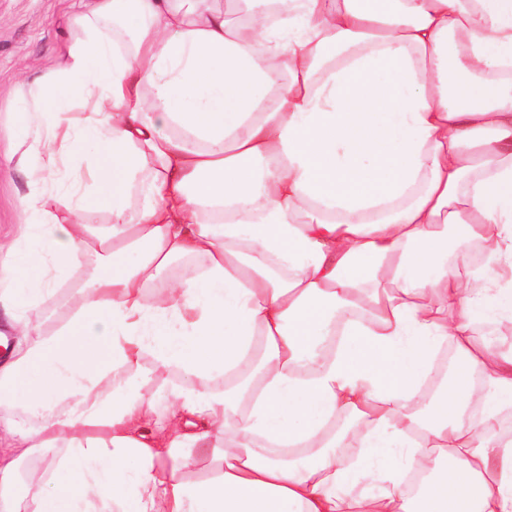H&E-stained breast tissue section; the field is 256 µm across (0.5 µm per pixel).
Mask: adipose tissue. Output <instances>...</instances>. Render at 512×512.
Here are the masks:
<instances>
[{"mask_svg": "<svg viewBox=\"0 0 512 512\" xmlns=\"http://www.w3.org/2000/svg\"><path fill=\"white\" fill-rule=\"evenodd\" d=\"M266 2L92 0L19 100L0 512H512V355L471 338L512 319V0ZM63 157L86 173L46 193ZM148 357L188 384L142 398ZM37 448L63 454L16 496ZM79 271L73 270L67 277L60 280L57 287L58 292L45 301L43 305L44 312L52 313L51 311L57 310L77 291L78 288L71 287L75 284Z\"/></svg>", "mask_w": 512, "mask_h": 512, "instance_id": "adipose-tissue-1", "label": "adipose tissue"}]
</instances>
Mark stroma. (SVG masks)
I'll list each match as a JSON object with an SVG mask.
<instances>
[{
	"mask_svg": "<svg viewBox=\"0 0 512 512\" xmlns=\"http://www.w3.org/2000/svg\"><path fill=\"white\" fill-rule=\"evenodd\" d=\"M84 0H0V240L17 238L24 221L25 177L7 157L18 136L13 101L23 80L48 74L70 41L69 17Z\"/></svg>",
	"mask_w": 512,
	"mask_h": 512,
	"instance_id": "stroma-1",
	"label": "stroma"
}]
</instances>
